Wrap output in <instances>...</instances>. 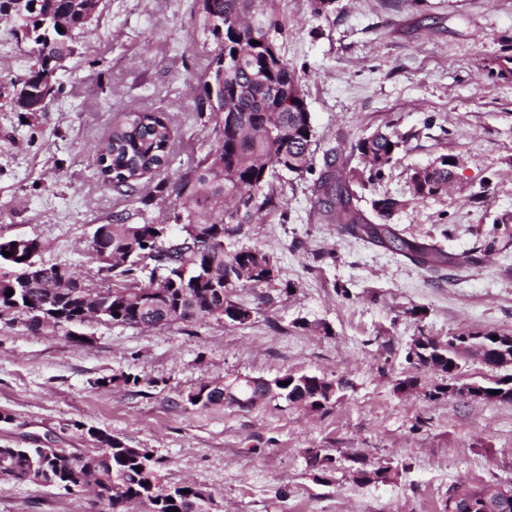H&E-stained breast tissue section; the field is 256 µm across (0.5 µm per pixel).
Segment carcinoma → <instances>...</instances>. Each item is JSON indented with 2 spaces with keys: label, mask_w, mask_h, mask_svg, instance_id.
Returning a JSON list of instances; mask_svg holds the SVG:
<instances>
[{
  "label": "carcinoma",
  "mask_w": 512,
  "mask_h": 512,
  "mask_svg": "<svg viewBox=\"0 0 512 512\" xmlns=\"http://www.w3.org/2000/svg\"><path fill=\"white\" fill-rule=\"evenodd\" d=\"M278 0H209L203 12V28L220 46L211 61L209 80L204 83L200 113L207 114L205 127L216 149L199 159L177 182L158 184L185 200L174 213L181 235L164 237L165 224H101L94 233L97 245L107 252L98 272L112 282L106 319L114 324L137 328L164 324H193L224 312L251 314L234 300L240 281L255 287L273 280L272 257L255 248L228 252L224 240L252 223L254 215L273 204L272 179L279 171L302 175L312 168L311 146L314 129L308 112H295L283 105L288 89L299 85L294 69L283 58L268 61L263 43L284 31ZM94 0H44L43 4L13 13L15 26L28 31L36 49L35 69L26 84V100L15 106L43 112L47 103L41 95V62L46 56L68 57L75 51L73 33L82 30L94 10ZM257 15L262 26L258 44L232 39L231 25ZM63 31H58L59 23ZM172 139L168 119L159 112H128L112 127L100 146L97 159L112 155V183L118 189H133L145 174L156 172L168 161ZM405 138L377 131L358 140L352 150L371 161L369 177H378L404 146ZM453 164L439 157L423 168V179L412 180L419 199L437 197L452 181ZM360 180L353 171L328 163L317 183L318 213L336 219L353 235L386 246L420 265L435 270L445 263L443 253L401 237L385 221L401 207L392 197L371 201L377 224L353 205L352 182ZM14 238L0 237V322L21 320L34 333L43 332L35 317L36 306L53 292L52 301L64 322L79 321L86 297L94 288L75 278L66 265L42 267V276L18 287L14 274L36 261L39 242L28 240L23 248L12 247ZM12 256H4V252ZM13 295L6 296L7 290ZM512 354V336L492 339V334L450 336L434 343L422 356L409 352L407 359L418 366L449 374L459 369L460 350H474L480 357L487 349ZM274 391L289 403L320 409L328 403L320 393L316 377L286 374L272 379ZM264 386H248L245 380L230 383L213 380L200 384L188 395L192 406L207 408L232 403L240 408L262 397ZM512 401V376L491 385L475 387L473 399ZM97 448L77 453L65 448H0V482L47 484L72 493L87 487L107 506V512H127L133 501L144 512H216L214 495L191 484H159L157 460L142 448H128L117 437L92 427ZM310 467L326 472L335 468V458L320 450L308 456ZM471 503H481L476 512H512L489 487L456 485L448 490L445 512H468Z\"/></svg>",
  "instance_id": "cac0c4a2"
}]
</instances>
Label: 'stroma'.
<instances>
[{"label": "stroma", "instance_id": "1", "mask_svg": "<svg viewBox=\"0 0 512 512\" xmlns=\"http://www.w3.org/2000/svg\"><path fill=\"white\" fill-rule=\"evenodd\" d=\"M278 9L277 50L300 78L315 152L311 172L275 176L274 206L224 244L262 250L278 268L268 284L236 288L250 321L132 329L92 319L80 343L0 324V410L12 417L0 445L88 452L95 427L147 449L165 483L212 492L218 512H444L455 485L512 483V401L435 396L447 374L406 360L420 336L512 335V74L499 72L512 58V0H333L321 15L310 0H278ZM218 51L198 0H99L57 74L61 93L28 116L12 83L35 58L0 20V237L36 239L43 264L98 283L95 228L168 223L181 201L158 183L212 148L197 105ZM130 111L164 113L172 127L167 165L133 196L96 160ZM378 130L407 142L358 188V206L401 201L391 226L447 255L438 271L314 211L326 160L365 171L351 147ZM443 155L457 161L453 184L415 199L413 169ZM287 373L337 391L316 411L280 399L244 409L187 401L207 381ZM127 374L137 387L121 383ZM313 448L335 457L334 471L307 467ZM380 467L387 478L362 480ZM0 512L104 507L86 491L11 482L0 483Z\"/></svg>", "mask_w": 512, "mask_h": 512}]
</instances>
